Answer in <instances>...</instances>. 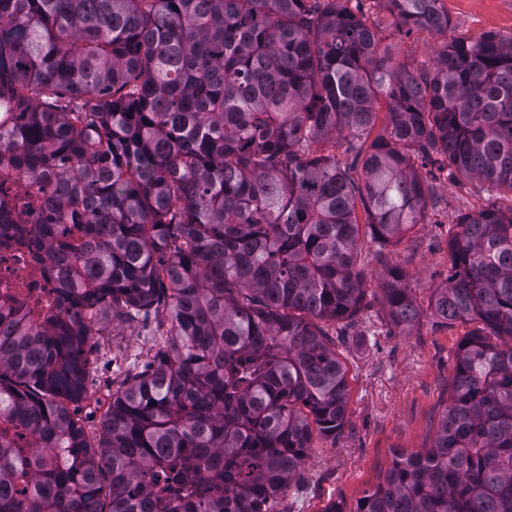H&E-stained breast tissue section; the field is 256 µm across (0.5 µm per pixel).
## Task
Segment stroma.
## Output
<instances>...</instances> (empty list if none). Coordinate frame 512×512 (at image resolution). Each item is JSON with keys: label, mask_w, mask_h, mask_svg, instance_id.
<instances>
[{"label": "stroma", "mask_w": 512, "mask_h": 512, "mask_svg": "<svg viewBox=\"0 0 512 512\" xmlns=\"http://www.w3.org/2000/svg\"><path fill=\"white\" fill-rule=\"evenodd\" d=\"M451 26L448 32L419 27L401 29L388 0H351L382 44L399 62L415 70L430 67L456 37L475 38L487 31L512 33V0H443ZM435 205L391 247L385 262L365 268V309L355 320L321 321L335 348L349 385L348 421L336 436L314 434L298 474L278 497L276 512H324L329 503L354 506L356 500L383 481L393 450L413 452L434 438L448 404L459 341L468 331L458 324L433 327L422 318L410 330L388 321L377 297L388 268L400 267L420 307H427L433 288L445 283L451 261L448 243L461 216L496 203L512 207V195L488 194L477 181L449 178L438 172L432 183ZM163 319L128 321L121 317L96 325L91 343L99 352L118 354L119 362L99 360L89 387L90 399L71 404L87 431L98 434L101 410L91 398L107 400L131 361H147Z\"/></svg>", "instance_id": "35a3bbf8"}]
</instances>
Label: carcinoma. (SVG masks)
Instances as JSON below:
<instances>
[{
  "label": "carcinoma",
  "instance_id": "carcinoma-1",
  "mask_svg": "<svg viewBox=\"0 0 512 512\" xmlns=\"http://www.w3.org/2000/svg\"><path fill=\"white\" fill-rule=\"evenodd\" d=\"M388 2L450 25L442 0ZM432 153L512 194V35L454 38L422 74L343 0H0V182L31 189L60 303L0 313V512H275L313 431L347 422L316 321L365 307L356 203L375 253L397 244ZM15 209L0 189V225ZM457 227L428 307L472 325L448 405L350 512H512V207ZM380 304L397 328L424 316L397 269ZM161 311L91 441L68 403L92 322Z\"/></svg>",
  "mask_w": 512,
  "mask_h": 512
}]
</instances>
